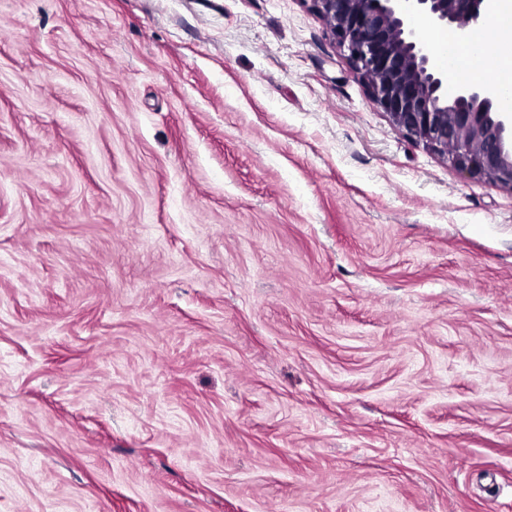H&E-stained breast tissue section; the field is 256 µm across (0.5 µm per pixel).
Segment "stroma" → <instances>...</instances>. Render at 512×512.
Returning a JSON list of instances; mask_svg holds the SVG:
<instances>
[{
    "instance_id": "35a3bbf8",
    "label": "stroma",
    "mask_w": 512,
    "mask_h": 512,
    "mask_svg": "<svg viewBox=\"0 0 512 512\" xmlns=\"http://www.w3.org/2000/svg\"><path fill=\"white\" fill-rule=\"evenodd\" d=\"M0 512H512V190L304 0H0Z\"/></svg>"
}]
</instances>
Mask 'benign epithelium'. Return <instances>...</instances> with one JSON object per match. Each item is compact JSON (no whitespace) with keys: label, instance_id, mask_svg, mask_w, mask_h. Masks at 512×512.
Returning <instances> with one entry per match:
<instances>
[{"label":"benign epithelium","instance_id":"benign-epithelium-1","mask_svg":"<svg viewBox=\"0 0 512 512\" xmlns=\"http://www.w3.org/2000/svg\"><path fill=\"white\" fill-rule=\"evenodd\" d=\"M370 100L411 140L471 177L512 190V109L486 84L453 94L411 28L417 15L465 40L488 0H307Z\"/></svg>","mask_w":512,"mask_h":512}]
</instances>
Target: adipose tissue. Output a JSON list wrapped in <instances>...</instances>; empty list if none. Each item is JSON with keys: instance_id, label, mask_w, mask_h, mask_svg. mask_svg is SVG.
<instances>
[{"instance_id": "obj_1", "label": "adipose tissue", "mask_w": 512, "mask_h": 512, "mask_svg": "<svg viewBox=\"0 0 512 512\" xmlns=\"http://www.w3.org/2000/svg\"><path fill=\"white\" fill-rule=\"evenodd\" d=\"M490 26L475 31L467 49H459L454 33L445 32L434 39L436 60L445 68L449 85L459 81L488 82L499 89L512 87V59L497 62L493 74H486L478 65L498 41L512 37V0H493Z\"/></svg>"}]
</instances>
